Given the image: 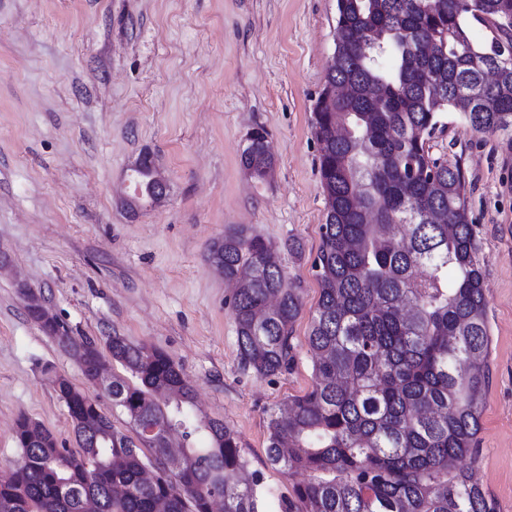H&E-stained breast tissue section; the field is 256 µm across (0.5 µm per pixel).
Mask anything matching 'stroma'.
<instances>
[{"label":"stroma","instance_id":"1","mask_svg":"<svg viewBox=\"0 0 512 512\" xmlns=\"http://www.w3.org/2000/svg\"><path fill=\"white\" fill-rule=\"evenodd\" d=\"M336 0H0V471L23 451L25 415L74 446L58 377L88 383L32 321L22 288L74 336H122L162 349L193 389L188 412L241 441L259 512H279L304 473L265 454L271 409L312 382V271L325 221L312 106L334 52ZM430 142L467 181L490 350L474 470L498 512H512V155L501 134L452 113ZM265 128L275 158L256 180L240 162ZM150 154L168 191L131 213V163ZM242 225L278 251L302 290L292 371L239 365L236 327L209 244ZM300 242V253L286 249Z\"/></svg>","mask_w":512,"mask_h":512}]
</instances>
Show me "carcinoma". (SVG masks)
<instances>
[{"instance_id":"obj_1","label":"carcinoma","mask_w":512,"mask_h":512,"mask_svg":"<svg viewBox=\"0 0 512 512\" xmlns=\"http://www.w3.org/2000/svg\"><path fill=\"white\" fill-rule=\"evenodd\" d=\"M506 21L512 0H336L334 54L313 105L326 214L312 263V385L268 420L269 463L308 474L282 512H496L457 468L479 430L489 337L465 175L429 142L453 112L512 151V56L497 54L505 34H495ZM476 23L490 36L476 40ZM266 137L253 130L241 153L258 180L274 165ZM206 260L235 284L242 368L289 369L303 304L273 246L238 226ZM54 330L86 379L113 360L133 380L112 376L111 401L59 378L74 448L19 416L23 456L0 475V512H257L237 433L190 418L191 386L167 353L114 336L107 356L60 322ZM112 408L136 437L115 427ZM175 428L209 445L174 455Z\"/></svg>"}]
</instances>
